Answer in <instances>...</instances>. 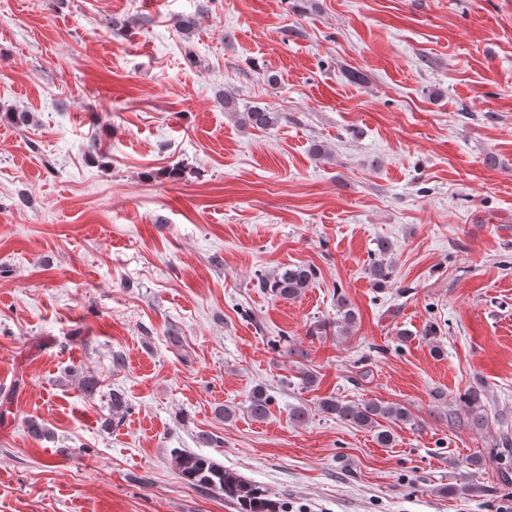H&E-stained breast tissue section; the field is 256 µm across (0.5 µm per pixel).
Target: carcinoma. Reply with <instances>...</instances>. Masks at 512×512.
<instances>
[{
  "instance_id": "carcinoma-1",
  "label": "carcinoma",
  "mask_w": 512,
  "mask_h": 512,
  "mask_svg": "<svg viewBox=\"0 0 512 512\" xmlns=\"http://www.w3.org/2000/svg\"><path fill=\"white\" fill-rule=\"evenodd\" d=\"M279 115L266 106L252 105L242 113V121L255 129L266 130L278 121ZM393 244L384 238L377 240L374 258L366 267V274L377 286H382L392 278V266L388 255ZM317 278L315 266L295 262L279 267L274 273L259 279V287L271 292L275 297L293 300L303 294ZM357 322V314L348 298L341 294L336 298V318L332 324L345 334L350 333ZM271 398L263 388L253 390L248 406L249 415L256 421L266 419ZM321 410L359 428L376 432V440L388 446L393 435L382 428L380 420L392 423L409 424L415 422L413 413L400 404L367 400L360 403H346L335 397L320 401ZM181 477L194 488L220 491L224 497L239 506V512H279L276 502L269 498L266 490L259 485L244 480L237 473L210 458L193 452H181L176 456Z\"/></svg>"
}]
</instances>
